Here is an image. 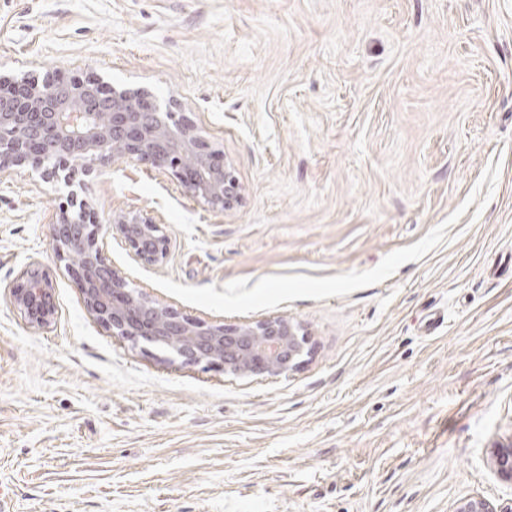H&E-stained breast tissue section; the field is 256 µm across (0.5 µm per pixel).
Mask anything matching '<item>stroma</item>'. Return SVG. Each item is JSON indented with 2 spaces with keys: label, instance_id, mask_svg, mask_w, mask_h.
Returning a JSON list of instances; mask_svg holds the SVG:
<instances>
[{
  "label": "stroma",
  "instance_id": "35a3bbf8",
  "mask_svg": "<svg viewBox=\"0 0 512 512\" xmlns=\"http://www.w3.org/2000/svg\"><path fill=\"white\" fill-rule=\"evenodd\" d=\"M95 75L173 100L244 187L85 177L168 260L112 243L181 314L310 336L288 375L177 367L112 336L49 237L64 181L0 174V512H451L512 497V0H0V76ZM40 267L55 316L13 286ZM52 288L49 276L39 267H33L13 289L11 303L32 327L50 325L54 316ZM489 463L500 479L512 484V440L494 444L489 451Z\"/></svg>",
  "mask_w": 512,
  "mask_h": 512
}]
</instances>
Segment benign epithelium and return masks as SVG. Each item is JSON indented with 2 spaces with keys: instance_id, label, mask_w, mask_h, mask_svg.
Wrapping results in <instances>:
<instances>
[{
  "instance_id": "obj_1",
  "label": "benign epithelium",
  "mask_w": 512,
  "mask_h": 512,
  "mask_svg": "<svg viewBox=\"0 0 512 512\" xmlns=\"http://www.w3.org/2000/svg\"><path fill=\"white\" fill-rule=\"evenodd\" d=\"M46 85L25 78L0 77V172L41 166L55 160L68 166V186L94 166L130 159L171 174L182 192L214 211L241 203L242 186L222 150L197 132L193 120L172 111L141 89H112L56 74ZM128 248L134 260L162 264L170 239L147 213L128 211L103 224L93 208L71 191L70 208L50 228L56 257L71 265L89 313L112 335L135 345L162 348L168 361L219 369L237 378L279 377L300 365L309 336L286 316L255 322L216 324L182 315L130 288L103 255L112 241ZM11 303L35 328L54 316L52 282L40 268L26 272L12 291ZM496 475L512 484V440L489 451ZM452 512H512V497L493 504L464 497Z\"/></svg>"
}]
</instances>
